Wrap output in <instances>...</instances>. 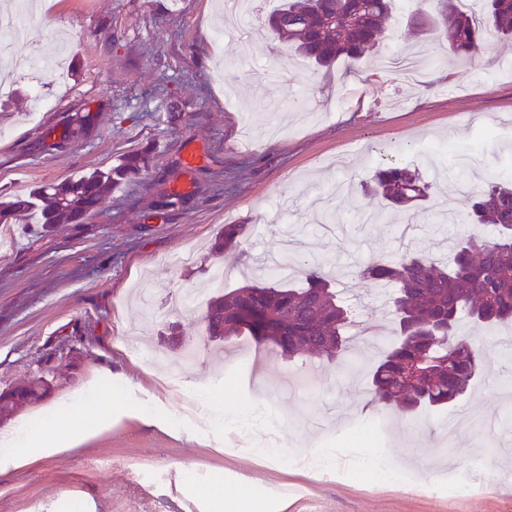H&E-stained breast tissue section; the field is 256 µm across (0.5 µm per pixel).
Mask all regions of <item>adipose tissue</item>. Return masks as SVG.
<instances>
[{
    "label": "adipose tissue",
    "instance_id": "1",
    "mask_svg": "<svg viewBox=\"0 0 512 512\" xmlns=\"http://www.w3.org/2000/svg\"><path fill=\"white\" fill-rule=\"evenodd\" d=\"M196 393L207 404V418L210 427H220L224 423L246 421V430L253 437L254 444L259 447V456L268 458L274 451L268 443L270 435L277 427L276 420L265 410L263 402L255 401L236 411L225 412L222 406L213 402V389L208 385H200ZM99 400L98 393L92 385H84L73 390L67 397L60 400L48 411L47 420H62L72 414L83 415L86 429L99 427L100 420L96 413ZM73 433L64 432L54 438H43L40 428H27L21 425L0 430V473L19 469L31 462L37 454H56L67 451L74 444ZM209 498L214 512H267L268 503L248 487L228 494L224 491L222 480H215L209 489Z\"/></svg>",
    "mask_w": 512,
    "mask_h": 512
}]
</instances>
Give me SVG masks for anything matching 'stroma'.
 I'll return each mask as SVG.
<instances>
[{"label":"stroma","mask_w":512,"mask_h":512,"mask_svg":"<svg viewBox=\"0 0 512 512\" xmlns=\"http://www.w3.org/2000/svg\"><path fill=\"white\" fill-rule=\"evenodd\" d=\"M221 0H54L27 41L0 26V48L45 56L65 50L68 79L17 77V97L0 104V194L29 191L150 147L147 174L115 188L81 224L51 228L34 217L11 225L0 248V390L35 375L53 399L95 383L107 422L64 455L44 454L0 475V512H211L216 478L235 492L250 484L284 498V512H512V324L463 339L486 346V370L455 405L399 415L367 394L375 352L356 354L354 373L317 358L287 359L249 336L207 340L209 299L266 272L280 238L276 206L288 203L290 263L319 257L350 267L370 256L399 259L386 201L363 193L383 148L400 143L403 163L437 182L412 219L415 246L449 260L450 240L470 233L458 188L472 170L450 154L476 152L483 171L512 178V40L488 36L485 52L443 61L432 33L417 28L434 0H398L379 56L318 68L271 40L265 0L246 37L225 33ZM435 56L412 77L383 71L392 51ZM78 138L65 139L72 115ZM197 154L187 166L188 154ZM179 191L161 209L160 192ZM228 224L249 230L223 255L210 248ZM195 259L179 263L186 250ZM342 296L357 319L392 342L389 283L354 280ZM128 377V403L178 413L189 383L224 386L225 407L264 399L285 429L278 457L257 460L249 436L166 429L117 412L111 374ZM369 423L353 431L356 420ZM332 443L364 448L409 466L444 447L440 472L481 475L471 494L383 486L337 465L307 473L292 453Z\"/></svg>","instance_id":"obj_1"}]
</instances>
